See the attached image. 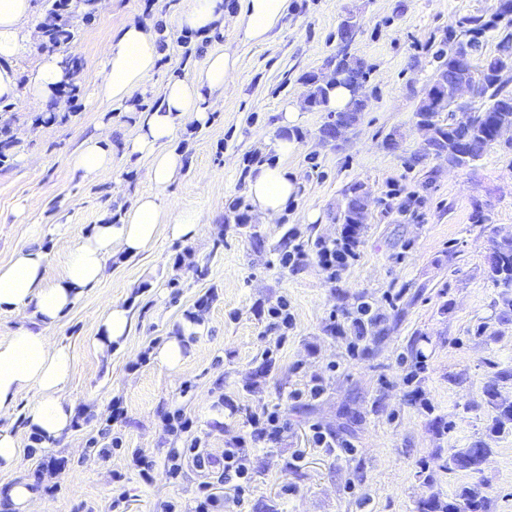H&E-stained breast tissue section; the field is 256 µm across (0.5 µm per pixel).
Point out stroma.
I'll return each mask as SVG.
<instances>
[{
    "instance_id": "stroma-1",
    "label": "stroma",
    "mask_w": 512,
    "mask_h": 512,
    "mask_svg": "<svg viewBox=\"0 0 512 512\" xmlns=\"http://www.w3.org/2000/svg\"><path fill=\"white\" fill-rule=\"evenodd\" d=\"M189 4L98 0L94 18H72L76 37L67 52L81 63L73 116L42 126L0 166V264L29 242L34 226L58 224L61 232L47 241V278L60 279L93 225L117 218L154 189L146 161L118 155L111 171L82 182L71 176L68 158L106 116L112 144L121 147L139 112L157 103L168 82L195 78L210 52L238 58L228 89L213 95L207 124L180 128L170 143L186 165L163 197L203 211L208 224L186 241L159 229L139 254L113 256L100 284L51 329L73 357L62 393L94 415L67 428L55 447L24 456L20 468L0 471V493L41 479L56 490L40 498L38 512H112L116 498L122 512H161L168 501L190 512L204 475L189 466L179 482L166 478L165 455L178 441L165 432L163 414L183 409L194 421L193 436L218 455L225 440L242 434L245 412L281 403L288 429L274 447L250 449L253 482L243 512H416L423 501H448L479 479L491 512H512V432L493 430L484 396L495 371L512 369V324L498 320L503 288L490 273L495 241L512 232V149L494 145L465 167L421 161L424 137L415 119L449 26L490 15L491 0H289L280 31L260 44L229 27L215 36L188 35L180 15ZM349 12L359 20L350 52L370 68L366 110L336 144L320 134L327 112L305 105L301 125L282 128L284 106L304 104L306 76L325 75ZM130 23L156 41L160 59L142 93L113 103L100 94L97 74L106 44ZM41 58L32 46L16 63L21 98L7 114L14 132L44 109L28 86ZM389 134L396 139L391 150L383 144ZM287 135L299 147L283 159L275 142ZM279 161L296 176L299 192L270 224L237 203L248 198L247 168ZM353 185L365 195L366 220L357 259L333 278L314 244L339 236L344 193ZM295 238L308 257L281 268L279 255ZM195 264L207 266L204 278L193 277ZM175 277L176 291L169 286ZM209 292L216 298L202 314L203 331L188 339L182 367L139 363L145 349L179 335ZM359 296L379 324L366 328L367 350L353 357L332 324L344 322L345 308ZM280 298L293 316L284 336L254 312L257 303ZM114 300L129 306L133 329L104 353L95 344L98 322ZM273 343L278 351L267 354ZM314 378L324 385L319 399L290 401ZM226 398L238 412L224 408ZM116 400L125 415L112 430L122 450L107 459L86 455ZM314 424L350 452L317 447ZM476 440L491 449L480 475L444 469L450 449ZM137 451L153 462L152 482L132 464ZM116 471L123 482H113Z\"/></svg>"
}]
</instances>
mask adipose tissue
Listing matches in <instances>:
<instances>
[{"instance_id": "obj_1", "label": "adipose tissue", "mask_w": 512, "mask_h": 512, "mask_svg": "<svg viewBox=\"0 0 512 512\" xmlns=\"http://www.w3.org/2000/svg\"><path fill=\"white\" fill-rule=\"evenodd\" d=\"M288 7L289 0H241L238 11L232 14L225 11L223 0H191L181 22L189 30L202 32L226 25L246 41L263 43L281 28ZM32 10V0H0V99L8 102L20 96L14 62L30 43ZM158 58L153 38L141 25L129 24L105 48L101 92L115 102L131 98L143 90ZM237 62L229 52L210 53L193 81L168 83L159 104L140 114L136 131L123 143L122 151L126 158L148 160L147 176L155 190L140 194L119 221L94 225L70 253L60 280L51 283L45 275L48 253L40 241L45 234L40 227L35 230L34 243L0 265V312L27 314L26 325L0 342V412L9 410L19 397L34 389L40 397L26 414L31 431L53 440L71 425L76 407L62 390L72 372V356L48 331L85 292L101 282L114 252L138 254L155 238L161 225L171 239L187 240L205 223L204 214L197 211H179L169 219L164 216L166 202L161 192L185 165L183 155L167 149L166 144L179 126L206 124L210 98L228 87ZM110 136V125H103L70 157L74 178L92 182L111 170ZM247 187L253 206L269 222L283 213L298 191L295 177L279 163L255 169Z\"/></svg>"}]
</instances>
